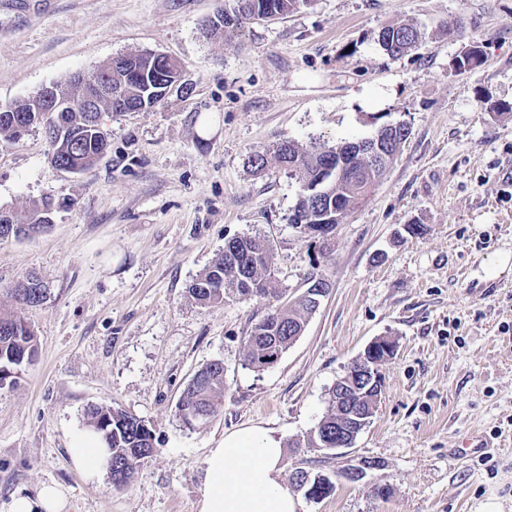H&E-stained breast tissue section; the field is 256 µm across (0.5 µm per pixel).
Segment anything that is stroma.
Here are the masks:
<instances>
[{"mask_svg":"<svg viewBox=\"0 0 512 512\" xmlns=\"http://www.w3.org/2000/svg\"><path fill=\"white\" fill-rule=\"evenodd\" d=\"M224 3L0 0V107L144 51L179 59L189 87L144 112L103 113L108 151L79 174L51 164L44 128L0 143V206L61 203L45 232L0 239V312L17 309L9 290L22 277L48 288L21 310L37 357L0 388V512L50 481L71 512H195L209 449L248 425L281 438L286 483L298 467L335 476L378 460L321 500L294 490L299 512H483L492 498L512 512V0H309L238 44L203 30ZM402 23L425 25L424 41L384 54L380 31ZM472 43L481 64L455 69ZM398 121L411 137L324 250L290 222L296 177L246 164L281 139L332 146ZM245 235L271 244L282 300L314 276L329 285L261 371L246 366L245 341L274 299L204 308L188 294ZM379 337L397 348L370 425L344 456L308 447L330 389ZM214 360L223 409L186 427L179 398ZM92 404L159 439L127 484L71 463ZM471 436L487 448L462 453ZM385 485L390 496H376Z\"/></svg>","mask_w":512,"mask_h":512,"instance_id":"stroma-1","label":"stroma"}]
</instances>
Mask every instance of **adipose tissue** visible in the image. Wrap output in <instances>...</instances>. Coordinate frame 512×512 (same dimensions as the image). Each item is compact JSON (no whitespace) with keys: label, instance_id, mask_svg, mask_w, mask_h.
I'll use <instances>...</instances> for the list:
<instances>
[{"label":"adipose tissue","instance_id":"1","mask_svg":"<svg viewBox=\"0 0 512 512\" xmlns=\"http://www.w3.org/2000/svg\"><path fill=\"white\" fill-rule=\"evenodd\" d=\"M282 443L269 430L244 426L210 449L196 512H298L281 476ZM64 489L43 484L36 496L15 495L9 512H65Z\"/></svg>","mask_w":512,"mask_h":512}]
</instances>
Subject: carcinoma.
Masks as SVG:
<instances>
[{"mask_svg": "<svg viewBox=\"0 0 512 512\" xmlns=\"http://www.w3.org/2000/svg\"><path fill=\"white\" fill-rule=\"evenodd\" d=\"M309 0H235L231 10L220 9L208 20L206 28L210 36H222L232 41L243 35L246 25L257 21L285 16ZM423 36L421 30L413 24H401L383 28L378 39L381 49L395 56L392 46L399 45L405 52L419 48ZM146 70V79L129 88L134 102L140 106H150L161 89L172 84L179 68L168 57L152 52L135 54V58L123 61L112 67V89L120 90L127 86V72L133 67ZM97 112H84L77 109L64 116L65 126L59 128L61 145L49 139L50 158L57 166L66 169L85 171L101 157V151L108 132L95 121ZM411 131L401 132L393 138L392 144L383 149L375 158H362L356 162L336 152V147H321L312 142L303 146L293 140L276 143L265 152L252 154L248 164L252 171L259 173L269 163L275 162L298 177L302 186L309 187L322 176L320 166L323 161L334 162L339 175L328 183L325 192L319 197V206L313 208L309 223H326L336 226L334 216L345 217L364 201L367 192L379 183L397 155L400 146L410 137ZM52 201L44 196L33 200L28 208L18 212L11 208L0 207V216L10 215L18 223V229L33 226L29 219ZM240 246L248 251L247 255L233 257L222 251L212 264L188 287V293L200 306L211 307L224 303L232 296H245L242 266L261 255L271 256L272 247L268 241L248 236ZM250 273L264 280L262 295L276 296V288L271 280V272L264 263L252 267ZM10 295L16 304L27 307L38 306L42 299L37 285L30 282V276L18 280L11 288ZM311 311L310 304L297 297L289 304H277L258 323L246 339L245 365L253 370H263L276 363L288 347L304 330L305 316ZM37 354V345L33 331L19 313L0 314V372L13 374L6 383H16L14 374L31 364ZM199 381L187 384L177 404V415L185 410L204 414L201 421L214 418L222 406L224 393V371L219 361H211L197 370ZM86 425L100 435L107 436L105 443L109 448L107 468L113 482L128 483L136 467L155 450V436L149 427L141 425V419L119 408L91 405L85 411Z\"/></svg>", "mask_w": 512, "mask_h": 512, "instance_id": "carcinoma-1", "label": "carcinoma"}]
</instances>
